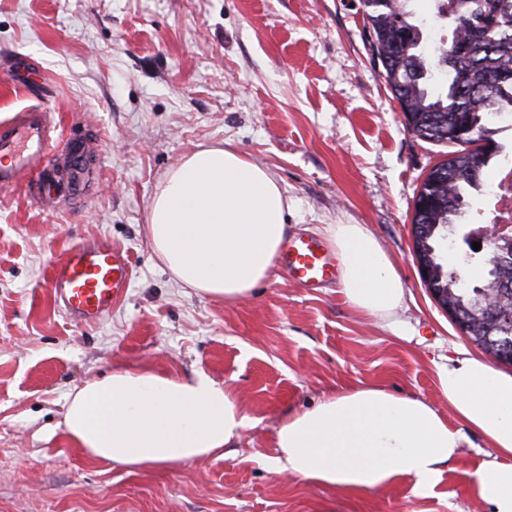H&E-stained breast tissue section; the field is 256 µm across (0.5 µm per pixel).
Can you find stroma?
Wrapping results in <instances>:
<instances>
[{
	"label": "stroma",
	"instance_id": "1",
	"mask_svg": "<svg viewBox=\"0 0 512 512\" xmlns=\"http://www.w3.org/2000/svg\"><path fill=\"white\" fill-rule=\"evenodd\" d=\"M363 0H0V130L42 105L91 141L81 197L38 206L0 195V512H487L470 435L429 493H342L277 472L276 427L343 386H378L447 414L437 371L481 350L433 299L413 255L414 200L450 145L405 123L374 59ZM228 143L288 191L289 235L361 224L406 291L398 330L329 283L274 268L233 305L164 271L148 208L198 145ZM129 249L126 298L101 322L69 317L47 286L74 245ZM203 372L240 400L236 447L167 469L85 456L59 426L66 396L112 367Z\"/></svg>",
	"mask_w": 512,
	"mask_h": 512
}]
</instances>
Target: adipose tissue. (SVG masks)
I'll return each instance as SVG.
<instances>
[{
  "label": "adipose tissue",
  "mask_w": 512,
  "mask_h": 512,
  "mask_svg": "<svg viewBox=\"0 0 512 512\" xmlns=\"http://www.w3.org/2000/svg\"><path fill=\"white\" fill-rule=\"evenodd\" d=\"M288 209V193L268 168L228 146L202 147L170 169L156 190L149 239L177 282L232 304L274 268ZM324 232L340 259L346 302L391 322L405 290L379 242L360 224H328ZM438 380L463 430L449 428L420 398L352 387L286 417L273 437V461L292 476L341 492L399 482L426 492L475 433L495 455L478 465L472 493L490 512H512V375L464 354L449 359ZM246 425L235 392L206 373L178 379L126 368L73 387L62 420L89 457L129 470L213 455L232 447Z\"/></svg>",
  "instance_id": "1"
}]
</instances>
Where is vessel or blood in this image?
Listing matches in <instances>:
<instances>
[{
    "label": "vessel or blood",
    "instance_id": "b4317fda",
    "mask_svg": "<svg viewBox=\"0 0 512 512\" xmlns=\"http://www.w3.org/2000/svg\"><path fill=\"white\" fill-rule=\"evenodd\" d=\"M90 147L65 139L53 113L39 107L22 112L0 133V191L27 182L41 206L62 196L80 197L89 180ZM289 279L302 288H319L338 274V262L316 238L288 241L282 256ZM131 258L110 240L71 247L51 269L48 284L65 311L87 322L108 316L130 282Z\"/></svg>",
    "mask_w": 512,
    "mask_h": 512
}]
</instances>
